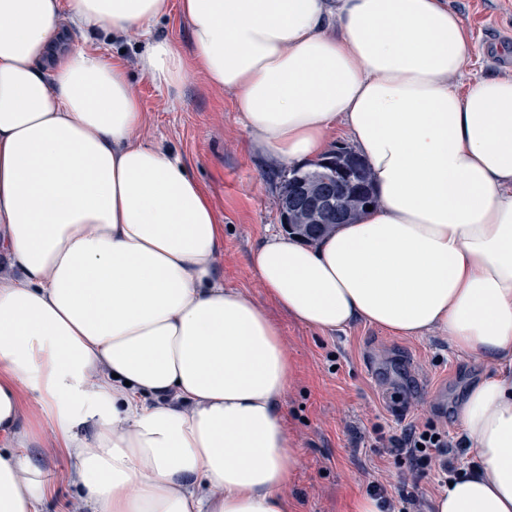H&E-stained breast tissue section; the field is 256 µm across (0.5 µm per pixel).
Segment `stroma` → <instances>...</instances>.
I'll return each instance as SVG.
<instances>
[{
	"mask_svg": "<svg viewBox=\"0 0 512 512\" xmlns=\"http://www.w3.org/2000/svg\"><path fill=\"white\" fill-rule=\"evenodd\" d=\"M446 2L469 32L465 78L512 75V0ZM68 40L76 49L95 42L102 53L124 64L144 114L141 137L187 165L225 226L217 259L225 287L244 291L282 331L294 364L282 408L300 459L285 491L289 512H354L373 477L398 494L399 468L382 449L357 443L356 432L369 435L378 427L395 434L408 422L434 419L450 436H458L457 406L467 387L484 375V367L438 334L407 338L362 322L320 332L279 311L252 271L249 256L265 237L283 230L278 196L290 164L254 152L231 96L200 74L171 88L142 74L138 60L144 38L115 40L74 27ZM399 394L408 397V406L396 402ZM40 443L56 476L41 512H87L68 479L72 462L56 448L51 427H42Z\"/></svg>",
	"mask_w": 512,
	"mask_h": 512,
	"instance_id": "1",
	"label": "stroma"
}]
</instances>
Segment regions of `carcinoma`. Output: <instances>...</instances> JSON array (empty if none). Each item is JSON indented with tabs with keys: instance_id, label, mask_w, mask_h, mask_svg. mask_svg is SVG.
Wrapping results in <instances>:
<instances>
[{
	"instance_id": "carcinoma-1",
	"label": "carcinoma",
	"mask_w": 512,
	"mask_h": 512,
	"mask_svg": "<svg viewBox=\"0 0 512 512\" xmlns=\"http://www.w3.org/2000/svg\"><path fill=\"white\" fill-rule=\"evenodd\" d=\"M330 164L314 166L307 171L296 170L285 181L280 193L281 207L288 209V219H301L297 202L291 197L290 186L301 182L310 187L329 190L351 202L350 207L336 212V220L324 226L303 232V240L317 243L330 234L340 224H353L359 215L366 211L365 204L376 197L373 179L366 161L356 152L347 149L345 154L330 153Z\"/></svg>"
}]
</instances>
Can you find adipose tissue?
Masks as SVG:
<instances>
[{"label": "adipose tissue", "mask_w": 512, "mask_h": 512, "mask_svg": "<svg viewBox=\"0 0 512 512\" xmlns=\"http://www.w3.org/2000/svg\"><path fill=\"white\" fill-rule=\"evenodd\" d=\"M194 48L150 39L169 0H0V512H40L41 424L90 512H288L299 455L279 325L217 269L185 164L140 141L124 68L71 27L148 37L163 86L232 95L252 149L321 160L337 123L378 203L316 245L250 257L304 326L446 336L488 372L459 421L472 459L432 512H512V76L463 80L442 0H181Z\"/></svg>", "instance_id": "ef3b65f1"}]
</instances>
